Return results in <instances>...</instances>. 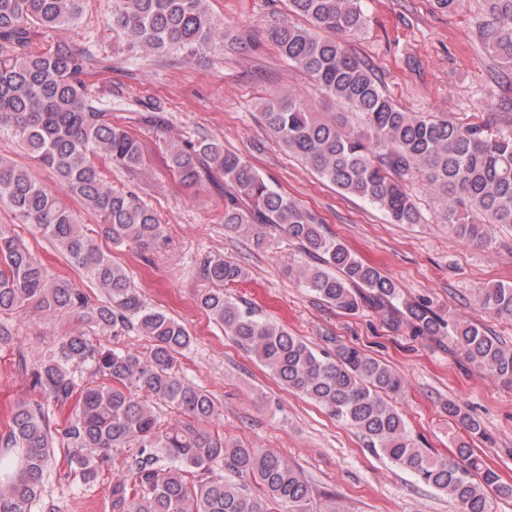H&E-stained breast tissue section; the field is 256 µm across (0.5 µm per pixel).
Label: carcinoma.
Segmentation results:
<instances>
[{
	"label": "carcinoma",
	"mask_w": 512,
	"mask_h": 512,
	"mask_svg": "<svg viewBox=\"0 0 512 512\" xmlns=\"http://www.w3.org/2000/svg\"><path fill=\"white\" fill-rule=\"evenodd\" d=\"M483 2L474 21L479 40L493 60L512 71V0ZM83 4L0 0V133L53 169L66 192L97 216L109 239L146 252L168 240L166 225L135 193L112 187L93 162L100 155L128 171L142 162L137 138L112 124L102 97L88 91L82 79L94 54L64 44L31 49L34 28L72 26ZM288 5L306 24L279 23L269 38L340 111L324 116L295 97L277 96L261 107L264 125L320 179L375 205L392 224L421 223L407 182L423 178L441 200L439 219L448 233L469 245L490 246V226L512 224V125L494 130L444 114L402 110L368 65L345 47V39L367 24L360 0H288ZM106 23L131 51L185 59L229 38L207 0H112ZM166 154L184 183L224 177L233 190L224 197L225 228L246 234L257 248L267 245L270 227L282 229L305 256L297 261L300 287L347 314L370 303L393 329L446 347L512 385V347L468 319L449 322L429 301L406 297L393 279L326 236L315 215L275 189L250 161L216 139L169 142ZM0 206L104 290V299L94 302L71 281L50 277L27 245L0 227V314L30 305L47 313L80 310L91 328L60 338L31 370L33 386L69 413L53 427L42 405L17 404L5 446L22 454L14 472L0 481V512H27L56 446L66 449L67 464L86 483L97 479L117 449H135L120 461L125 476L112 482V512H347L334 496L315 506L311 489L281 454L201 427L219 410L207 391L175 368L176 355L192 343L189 331L145 302L127 270L101 250L54 189L2 156ZM198 270L213 284L199 295L200 308L285 389L321 405L359 433L367 447L380 449L448 495L459 512H495V498H512V485L484 468L467 443L452 457L419 447L391 404L404 394V381L386 364L347 345L319 355L224 294V286L247 279L241 265L207 255ZM476 305L486 315L512 318V285L478 289ZM130 332L147 338V352L108 348L95 338ZM83 370L102 383H81L77 372ZM155 401L182 419L162 424ZM445 409L469 435H483L480 422L458 404L449 401Z\"/></svg>",
	"instance_id": "obj_1"
}]
</instances>
